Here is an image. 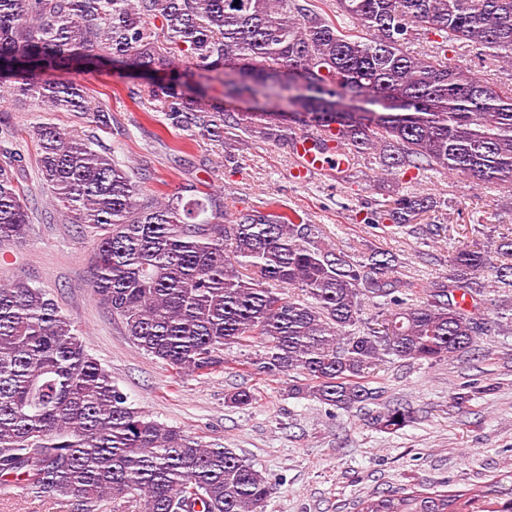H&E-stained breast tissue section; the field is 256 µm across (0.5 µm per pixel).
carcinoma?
Returning a JSON list of instances; mask_svg holds the SVG:
<instances>
[{"mask_svg":"<svg viewBox=\"0 0 512 512\" xmlns=\"http://www.w3.org/2000/svg\"><path fill=\"white\" fill-rule=\"evenodd\" d=\"M343 16L356 25L346 28ZM442 38L412 51L417 31ZM463 43L512 61V0H336V17L299 0H0V79L11 97L73 112L98 129L111 117L76 70L118 64L146 82L129 97L170 125L221 137L239 130L280 142L283 122L315 131V146L344 145L389 174L444 169L477 185L512 184V93L447 57ZM181 57L184 65L172 64ZM286 101L236 111L198 95ZM351 96L357 112H338ZM403 112H378L380 101ZM39 184L68 224L98 232L89 287L126 336L177 374L227 367L224 349L261 344L238 364L300 379L294 398L339 410L378 399L362 381L382 362L433 365L477 347L490 331L480 310L486 280L512 294V264L460 249L450 273L420 282L390 251L357 256L324 242L322 227L271 204L224 217V203L187 194L141 199L149 168L127 169L94 137L50 123L32 127ZM10 125H0V247L33 224L32 187ZM432 197L396 194L385 216L418 234ZM494 326L512 316L492 303ZM239 388L227 403L246 408ZM401 406L370 415L380 431L410 422ZM492 478L465 490L398 487L357 503L358 512H512V485ZM0 480L95 512H266L275 485L231 448L211 447L134 407L112 385L57 301L21 279L0 277Z\"/></svg>","mask_w":512,"mask_h":512,"instance_id":"carcinoma-1","label":"carcinoma"}]
</instances>
